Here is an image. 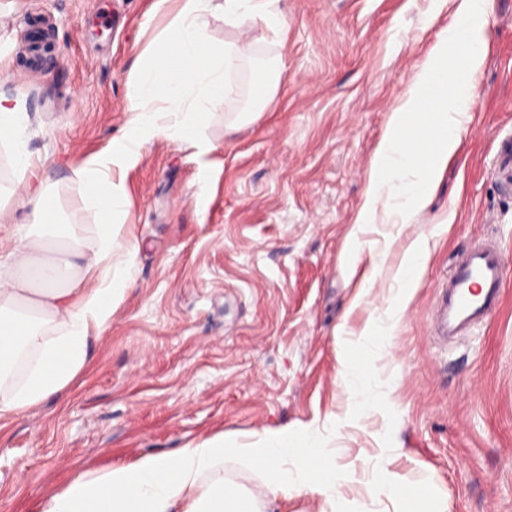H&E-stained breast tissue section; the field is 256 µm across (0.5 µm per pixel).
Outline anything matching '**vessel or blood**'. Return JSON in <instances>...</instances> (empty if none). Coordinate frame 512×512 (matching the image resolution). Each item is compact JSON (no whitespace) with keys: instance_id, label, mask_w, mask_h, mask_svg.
<instances>
[{"instance_id":"vessel-or-blood-1","label":"vessel or blood","mask_w":512,"mask_h":512,"mask_svg":"<svg viewBox=\"0 0 512 512\" xmlns=\"http://www.w3.org/2000/svg\"><path fill=\"white\" fill-rule=\"evenodd\" d=\"M494 173L512 193V137L499 144ZM505 281V261L499 247L480 241L458 256L440 288L432 318L433 333L440 339L465 335L485 324L496 313Z\"/></svg>"}]
</instances>
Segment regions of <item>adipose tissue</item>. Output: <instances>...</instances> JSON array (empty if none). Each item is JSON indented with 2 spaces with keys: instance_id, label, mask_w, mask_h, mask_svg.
<instances>
[{
  "instance_id": "ef3b65f1",
  "label": "adipose tissue",
  "mask_w": 512,
  "mask_h": 512,
  "mask_svg": "<svg viewBox=\"0 0 512 512\" xmlns=\"http://www.w3.org/2000/svg\"><path fill=\"white\" fill-rule=\"evenodd\" d=\"M168 30L153 51L135 62L127 83L129 119L108 153L76 170L81 198L95 211L91 224H72L64 245L52 247L40 229L56 214L47 185L27 183L20 199L23 224H0V240L14 241L0 256V421L22 416L70 386L86 367L92 339L100 336L133 281L137 245L120 239L127 196L114 173L138 164L144 146L157 139L212 151L199 136L212 103L235 95L230 72L251 51L248 40L215 41L209 18L249 30L284 27L278 0H179ZM486 0H459L450 25L432 45L408 95L389 113L386 130L368 174L357 225L409 224L430 203L471 110L474 76L485 54ZM460 62L449 66L448 51ZM27 114L21 103L0 93V143L11 148L18 178L32 166L25 139ZM426 247L405 252L393 315L370 316L365 333L386 336L394 329L417 284ZM310 428L283 426L250 443L216 436L174 451L141 457L102 473H84L47 499L41 512H261L224 478L225 457L259 466L273 495L326 496L338 512L346 476L333 458L318 453ZM378 489L398 512H446L445 499L427 482L405 484L380 472Z\"/></svg>"
}]
</instances>
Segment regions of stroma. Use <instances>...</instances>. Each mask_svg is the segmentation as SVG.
I'll return each instance as SVG.
<instances>
[{
	"label": "stroma",
	"mask_w": 512,
	"mask_h": 512,
	"mask_svg": "<svg viewBox=\"0 0 512 512\" xmlns=\"http://www.w3.org/2000/svg\"><path fill=\"white\" fill-rule=\"evenodd\" d=\"M153 0H0V92L19 97L35 175L57 219L92 217L71 181L125 126L130 71L167 28ZM284 37L249 32L239 93L216 103L195 156L157 139L125 172L121 235L139 246L135 283L94 338L74 383L0 423V512H40L81 473L104 472L215 435L239 442L311 427L347 475L344 512H395L387 469L430 480L447 512H512V195L494 177L512 135V0H486L477 109L427 209L405 226L356 231L389 109L411 89L453 5L434 0H280ZM287 69L256 123L235 125L253 78ZM11 150L0 143V218L26 221ZM418 286L391 336H368L415 239ZM493 238L506 258L500 311L448 346L429 321L457 254ZM367 378L346 382L348 356ZM225 477L277 512H325V497L273 498L241 459Z\"/></svg>",
	"instance_id": "35a3bbf8"
}]
</instances>
